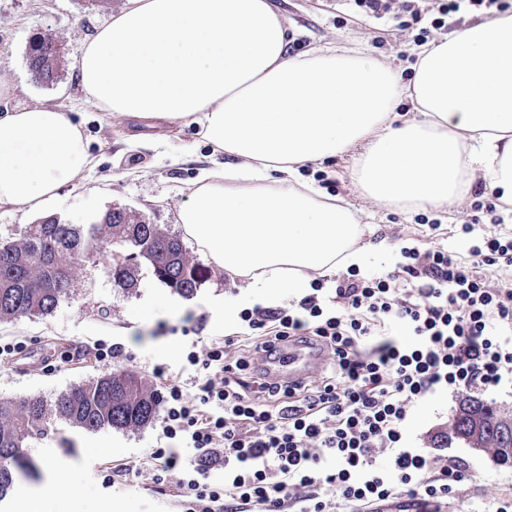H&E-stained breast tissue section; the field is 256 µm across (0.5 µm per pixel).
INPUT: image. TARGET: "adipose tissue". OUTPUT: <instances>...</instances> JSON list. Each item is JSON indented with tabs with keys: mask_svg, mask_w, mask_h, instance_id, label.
I'll use <instances>...</instances> for the list:
<instances>
[{
	"mask_svg": "<svg viewBox=\"0 0 512 512\" xmlns=\"http://www.w3.org/2000/svg\"><path fill=\"white\" fill-rule=\"evenodd\" d=\"M270 0H127L77 61L87 97L141 118H194L230 161L203 170L178 221L270 307L311 273L363 268L361 227L300 167L357 149L353 178L386 207L442 208L475 181L512 205V13L423 45L414 79L359 52L289 51ZM409 99L416 116L394 125ZM93 163L79 124L36 104L0 115V207L39 211Z\"/></svg>",
	"mask_w": 512,
	"mask_h": 512,
	"instance_id": "ef3b65f1",
	"label": "adipose tissue"
}]
</instances>
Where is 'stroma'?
<instances>
[{
	"label": "stroma",
	"instance_id": "1",
	"mask_svg": "<svg viewBox=\"0 0 512 512\" xmlns=\"http://www.w3.org/2000/svg\"><path fill=\"white\" fill-rule=\"evenodd\" d=\"M126 0H0V81L14 85L0 95V113L36 103L64 109L83 129L94 158L77 181L62 187L49 211L65 224H90L106 211L123 208L180 234V208L202 169L221 165L223 154L199 134L193 119L171 122L112 114L88 101L79 82L76 62L96 29L109 23ZM294 36L290 50L302 54L316 47L362 50L395 67L403 82H411L415 58L414 30L397 20H376L351 10L345 0H273ZM52 37L64 48L58 79L50 84L35 79L28 66L33 42ZM355 150L310 163L299 171L301 180L317 182L325 195L341 199L357 216L366 251L365 276L391 271L389 256L401 242L418 248L442 247L467 260L471 239L460 225L475 200L467 194L449 208H393L365 197L352 176ZM184 246L191 259L208 271L194 296L185 298L157 281L148 269L137 275L135 289L116 286L106 271L108 259L99 256L89 280L74 288L70 298L44 317L19 316L0 322V344H19L23 350L0 364V399L30 394L54 398L71 386L128 366L158 392L170 379L189 378L194 370L185 361L190 346L204 348L224 336H237L241 349L252 350L259 339L240 321L220 323L212 307L222 297L244 309L247 289L234 284L223 270L208 265L192 241ZM120 345L113 361L96 360L99 343ZM164 375H156V367ZM460 396L437 391L411 412L404 433L409 448L430 449L440 465L460 461L472 476L454 498L461 512H487L491 497L512 495V468L492 456L456 443L433 445L434 436L448 427ZM159 424L138 430L91 433L56 423L42 438L27 441L23 451L39 468L27 480L36 497L35 512H101L103 504L120 512H182L177 491L159 490L147 460L158 444ZM68 471L66 483H56L50 462Z\"/></svg>",
	"mask_w": 512,
	"mask_h": 512
}]
</instances>
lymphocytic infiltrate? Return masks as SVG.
<instances>
[{"instance_id": "1", "label": "lymphocytic infiltrate", "mask_w": 512, "mask_h": 512, "mask_svg": "<svg viewBox=\"0 0 512 512\" xmlns=\"http://www.w3.org/2000/svg\"><path fill=\"white\" fill-rule=\"evenodd\" d=\"M356 10L382 19L393 15L426 41L431 27L469 11L503 12L512 0H436L438 16L421 25L418 0H352ZM462 226L481 241L459 261L445 249H404L400 270L381 277L354 273L335 280V306L321 297L323 282L290 309L255 307L239 318L263 332L253 358L240 355L235 337L189 350L191 383L168 384L161 437L152 449V479L184 493L185 512H223L230 499L281 512L288 499L301 512H326V491L338 504L361 507L387 500L395 487L426 500L448 498L469 475L448 464L430 477L434 458L402 444L415 404L440 389L459 392L512 383V287L489 271L512 267V237L480 229L479 211L504 223L507 204L496 192L474 202ZM273 335H266L268 323ZM317 343L330 357L319 382L292 387L267 379L268 365L289 344ZM197 450L182 462L181 451ZM224 451V479L211 481L210 458ZM388 453L390 467L374 460Z\"/></svg>"}]
</instances>
